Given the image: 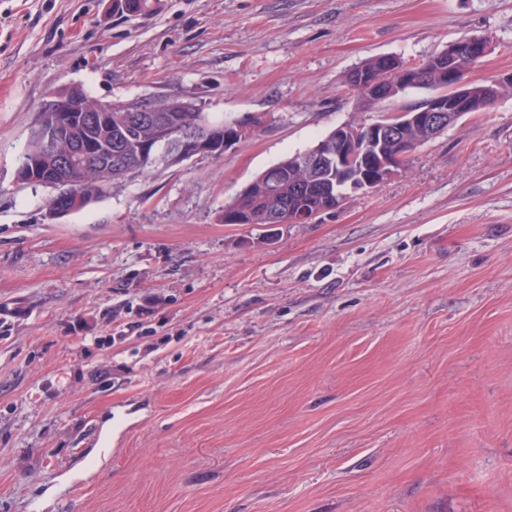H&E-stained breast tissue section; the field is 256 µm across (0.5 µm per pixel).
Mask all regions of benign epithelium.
Here are the masks:
<instances>
[{"instance_id":"obj_1","label":"benign epithelium","mask_w":512,"mask_h":512,"mask_svg":"<svg viewBox=\"0 0 512 512\" xmlns=\"http://www.w3.org/2000/svg\"><path fill=\"white\" fill-rule=\"evenodd\" d=\"M491 49L486 41L467 43L462 47H448V57L452 58L460 52L483 58ZM512 85V73L489 82L484 93L473 92L469 83L460 79L453 65H448V92H435L427 100L426 106L419 112H400L389 121L375 122L368 126L369 138L362 139L357 131L348 125L335 128L333 151L326 146L317 147L304 155L298 165L318 168L329 165L336 168L342 188L351 193H369L378 189L379 185L389 181L401 172L411 155L412 146L405 137V128H419L422 134L430 139L453 126L459 117L468 112H483L488 102L498 93L500 87ZM90 97L79 86L69 87L67 93L52 94L41 105L34 133L44 141L48 154L36 156L30 163L31 181L57 190L50 201V209L54 215H65L81 210L94 200L85 191L72 186L63 177L66 169L80 160L82 151L74 148L60 154L55 144L69 137L68 116L82 114L94 123L112 122V104L101 103L93 108L89 105ZM167 111L174 113L168 123L157 130L151 141L143 145V152L150 159H155V144H168V152L163 158V164L173 166L197 155L209 152L219 155L249 134V128L239 122H232L222 127H212L203 132L192 131L183 126L175 112L179 111L177 102L170 101ZM387 141L393 145L394 151L380 156L377 162V175L366 177L358 161L368 153L371 144Z\"/></svg>"}]
</instances>
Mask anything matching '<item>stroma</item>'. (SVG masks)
<instances>
[{"mask_svg": "<svg viewBox=\"0 0 512 512\" xmlns=\"http://www.w3.org/2000/svg\"><path fill=\"white\" fill-rule=\"evenodd\" d=\"M0 0V512H512V92L310 224H224L361 111L343 74L489 36L512 0ZM254 131L50 214V93Z\"/></svg>", "mask_w": 512, "mask_h": 512, "instance_id": "stroma-1", "label": "stroma"}]
</instances>
